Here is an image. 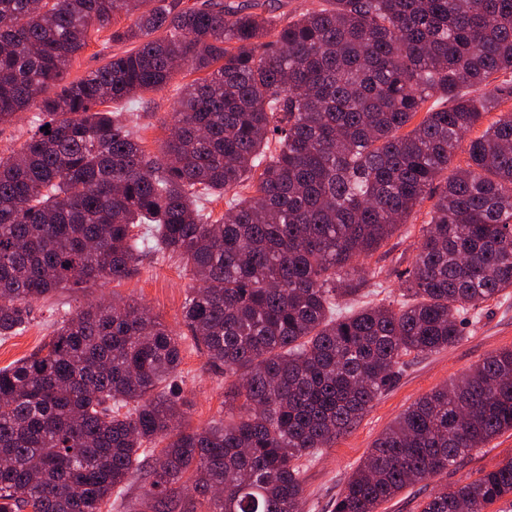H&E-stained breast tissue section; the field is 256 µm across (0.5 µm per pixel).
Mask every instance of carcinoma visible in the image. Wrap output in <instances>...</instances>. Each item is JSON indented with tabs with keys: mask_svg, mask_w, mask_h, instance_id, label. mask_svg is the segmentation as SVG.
Masks as SVG:
<instances>
[{
	"mask_svg": "<svg viewBox=\"0 0 512 512\" xmlns=\"http://www.w3.org/2000/svg\"><path fill=\"white\" fill-rule=\"evenodd\" d=\"M325 2L289 17L249 0H0V124L44 116L0 156V339L39 300L127 279L147 252L198 282L183 333L134 302L87 305L0 368V512H101L139 474L153 512H177L188 484L211 512H301L300 460L348 433L403 357L458 343L512 289V110L435 185L512 100V0ZM119 13L132 22L110 40L129 49L63 82ZM184 68L205 76L177 88L169 137L147 155L135 109L101 106L138 104ZM434 96L443 106L425 108ZM431 197L402 299L352 304L367 284L355 261ZM188 335L232 377L227 418L203 428L165 390ZM507 431L512 349L405 410L335 512H377ZM508 495L512 458L420 512ZM512 109V103H507L503 106H501L500 108L496 109L495 111L493 112H490L486 117L485 119L483 120V123L476 127L473 132L470 134V136L461 144L460 148L457 150V153H456V156L454 158V161H453V164L448 168V172H445L444 175L441 177V182L439 185H443L444 183V179L449 176L452 172V169L457 166V165H461V166H464V163H465V160H466V152H465V149H466V145L468 143V139L469 138H474L475 136L477 135H480L482 131L485 130V128L491 123L493 122L494 120H496L498 118V116L500 115V112H507L508 110ZM439 180V181H440Z\"/></svg>",
	"mask_w": 512,
	"mask_h": 512,
	"instance_id": "carcinoma-1",
	"label": "carcinoma"
}]
</instances>
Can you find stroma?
Returning a JSON list of instances; mask_svg holds the SVG:
<instances>
[{"label": "stroma", "mask_w": 512, "mask_h": 512, "mask_svg": "<svg viewBox=\"0 0 512 512\" xmlns=\"http://www.w3.org/2000/svg\"><path fill=\"white\" fill-rule=\"evenodd\" d=\"M193 78V73L181 71L174 76L170 88L148 94L146 103L140 105L138 138L148 155H157L169 134L163 120L177 107L175 86ZM432 205L428 199L416 207L409 224L367 259V267L378 271L380 284L365 286L360 301L380 304L399 299ZM195 286L191 273L179 262L150 254L128 279L50 295L35 305L31 322L23 333L0 340V368L33 353L51 335L57 319L90 301L106 304L115 299L133 300L148 307L166 325L180 328L182 306ZM502 348H512V297L483 304L478 321L465 328L462 339L454 346L430 355L406 356L393 386L374 402L355 427L332 447L321 449L312 460L303 461L302 512H333L336 497L350 474L365 459L374 440L404 409L432 388L460 378L487 355ZM177 383L190 427L201 428L223 419L228 378L223 367L208 363L189 339L183 345ZM511 455L512 431L473 451L458 467L438 476L437 481L453 485L474 479Z\"/></svg>", "instance_id": "obj_1"}]
</instances>
